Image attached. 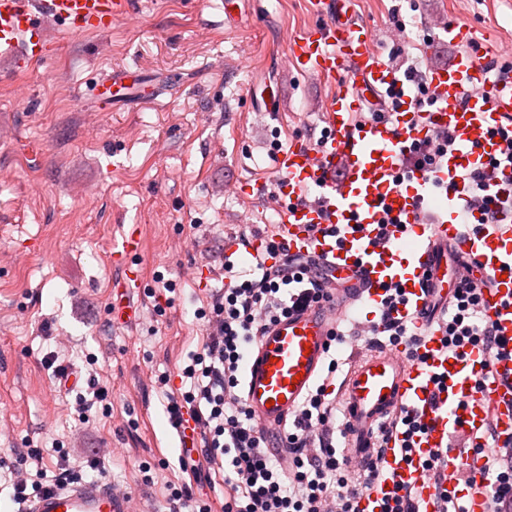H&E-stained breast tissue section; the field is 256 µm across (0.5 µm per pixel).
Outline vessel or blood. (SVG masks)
I'll use <instances>...</instances> for the list:
<instances>
[{
    "instance_id": "vessel-or-blood-1",
    "label": "vessel or blood",
    "mask_w": 512,
    "mask_h": 512,
    "mask_svg": "<svg viewBox=\"0 0 512 512\" xmlns=\"http://www.w3.org/2000/svg\"><path fill=\"white\" fill-rule=\"evenodd\" d=\"M319 24L288 39L286 57L303 71L329 80L333 89L322 103L326 144L313 149L289 144L275 154L280 175L276 210L279 233L289 254L322 256L329 271L343 278L349 302L374 307L384 285L402 288L406 303L398 314L415 325L435 316L448 296V257L475 260L474 278L483 280L481 307L495 322L504 345L491 357L482 348L466 356L444 354L442 335L426 332L418 359L404 345L358 359L337 396L352 425L347 461L359 463L371 448L374 431L400 408L425 426L414 438L422 453L448 447L452 435L476 440L493 427L498 442L512 441V165L493 177L499 198L498 222L479 235L460 224L464 197L459 173L477 167L499 149L497 131L512 124V79H501L477 54L463 52L426 77L433 104L420 111L412 83L385 60L374 28L355 18L350 0H312ZM131 0H0V59L22 65L49 52L50 30L80 35L109 32L126 15ZM128 72L102 84L100 96L118 106L131 96ZM393 93L387 117L365 118L369 106ZM446 130L456 148L434 174L414 172L410 182L394 185L401 159L430 137ZM411 225V234L394 231L387 246L373 247L383 215ZM342 311L307 309L272 325L248 354L242 373L246 407L260 427H283L311 391L322 371L330 336ZM400 439L385 450L388 480L364 493L359 512H381L395 484L413 488L420 512H437L426 473L401 456ZM485 461L473 453L448 457L445 487L484 512L489 481ZM25 512H129L125 495L100 483L77 481L47 490Z\"/></svg>"
}]
</instances>
